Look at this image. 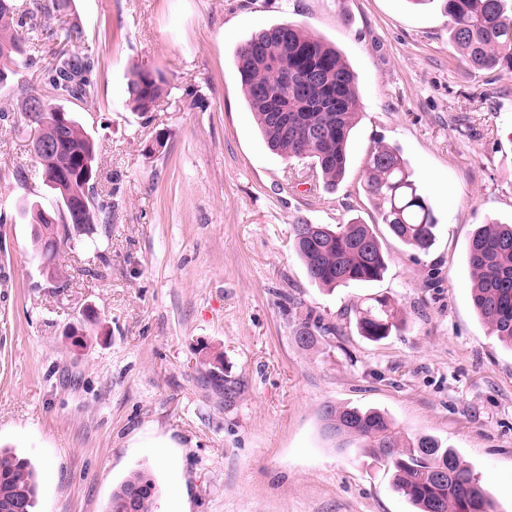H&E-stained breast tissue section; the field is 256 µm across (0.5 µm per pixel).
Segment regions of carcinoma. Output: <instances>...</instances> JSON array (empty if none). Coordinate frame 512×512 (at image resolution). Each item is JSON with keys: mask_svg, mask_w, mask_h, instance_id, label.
I'll list each match as a JSON object with an SVG mask.
<instances>
[{"mask_svg": "<svg viewBox=\"0 0 512 512\" xmlns=\"http://www.w3.org/2000/svg\"><path fill=\"white\" fill-rule=\"evenodd\" d=\"M448 15L452 45L462 52V63L474 70L512 71V7L508 0H438ZM68 0H0V88L33 68L46 93L20 86L12 108L0 107V120L19 112L34 129L33 143L51 142V151L36 152L43 184L59 205L48 211L33 201L31 237L43 274L60 280L64 271L56 262L61 246L74 250L96 224H108L111 206L100 203L93 191L97 179L96 142L65 109L64 103L94 95V61L79 51L83 33L67 21ZM48 53L49 65L40 69L37 54ZM235 67L248 106L261 136L275 154L309 158L318 180L336 187L344 178L348 146L358 117V88L349 65L335 48L287 22L252 34L238 48ZM302 74L313 70L318 84L306 99L298 89L281 83L283 71ZM164 75L139 68L127 78L126 94L136 112L146 113L165 91ZM46 101L37 117L30 115L31 99ZM288 103V135L276 127V107ZM62 113L66 121L58 119ZM366 191L374 200L381 222L406 245L428 251L435 240L436 219L418 192L412 172L396 149L381 145L367 163ZM294 249L311 281L326 288L367 283L383 277L387 257L367 224H295ZM473 281L472 303L491 335L512 344V224H484L468 245ZM361 335L381 341L403 325L401 311L384 295L370 297L356 309ZM336 326L307 313L298 323L296 344L310 350ZM211 377L224 383V401L237 398L240 386L224 369L221 356L208 363ZM326 433L343 443H358L385 462L393 487L416 512H494L488 490L474 477L454 449L430 435L408 434L376 409L326 406ZM159 495L154 477L135 469L112 491L107 512H155ZM37 472L16 454L0 449V512H34Z\"/></svg>", "mask_w": 512, "mask_h": 512, "instance_id": "carcinoma-1", "label": "carcinoma"}]
</instances>
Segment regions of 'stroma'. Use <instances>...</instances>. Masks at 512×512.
Instances as JSON below:
<instances>
[{
    "instance_id": "stroma-1",
    "label": "stroma",
    "mask_w": 512,
    "mask_h": 512,
    "mask_svg": "<svg viewBox=\"0 0 512 512\" xmlns=\"http://www.w3.org/2000/svg\"><path fill=\"white\" fill-rule=\"evenodd\" d=\"M95 60L93 97L73 112L100 147L95 191L110 224L96 273L47 280L25 201L54 208L20 113L0 121V448L40 471L37 512H106L143 468L157 512H412L392 473L323 429L325 406L375 408L453 448L512 512V347L475 311L467 249L512 224V73L465 71L437 0H70ZM296 22L335 45L359 88L343 181L263 141L236 48ZM139 67L169 82L153 112L126 104ZM165 146L150 153L157 135ZM396 147L437 219L418 252L365 192L376 143ZM371 225L380 280L327 291L310 281L293 225ZM386 295L404 329L372 342L354 305ZM335 324L294 342L306 313ZM81 328L82 346L69 332ZM221 355L233 406L208 382Z\"/></svg>"
}]
</instances>
